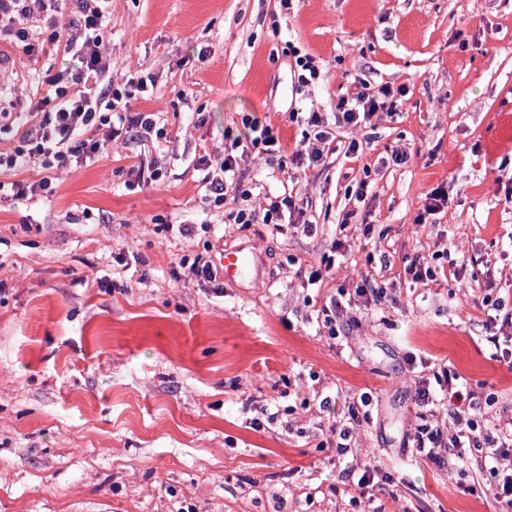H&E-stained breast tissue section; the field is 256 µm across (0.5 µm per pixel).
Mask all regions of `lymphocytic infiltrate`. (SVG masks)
<instances>
[{
  "label": "lymphocytic infiltrate",
  "instance_id": "f902f5d3",
  "mask_svg": "<svg viewBox=\"0 0 512 512\" xmlns=\"http://www.w3.org/2000/svg\"><path fill=\"white\" fill-rule=\"evenodd\" d=\"M51 11L48 0H0V40L20 44L31 56L51 59L63 54L76 62L74 69L46 77L47 93L29 111L30 129L19 146L0 154V167L77 168L94 163L130 133L148 135L156 128L153 113L135 112L130 107L131 100L147 95V78L120 83L112 78L103 46L101 0H72L73 18L65 28L52 30L44 38L33 36L31 22ZM404 93V88L385 84L365 87L353 96L338 98L333 118L309 112L305 121L310 133L291 151L284 148L270 122L254 113L244 115L245 138H234L220 162H213L207 154L201 158L207 202L219 209L228 197H248L241 164L256 152L276 157L282 168L318 167L335 150L332 126L357 128L370 124L376 114L395 113ZM228 218L244 227L270 224L307 236L316 231L304 218L302 198L293 195L231 211ZM485 286L487 292L479 301L485 315L484 341L492 359L512 369V307L497 296L494 279H486ZM391 300L384 283L373 274H363L354 290L338 289L323 308L322 326L329 338H338L356 322L358 313H369ZM494 401V394L479 395L454 368L439 364L431 376L417 382L414 428L408 440L416 459L440 467L464 464L476 455L490 460V484L463 485L459 491L474 495L490 489L495 498L505 499L512 508V423L497 424L488 416L486 409ZM342 473L344 490L352 500H366L371 512H388L390 502L396 499L390 475L376 467L362 470L354 465L344 467Z\"/></svg>",
  "mask_w": 512,
  "mask_h": 512
}]
</instances>
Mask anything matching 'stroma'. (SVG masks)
Returning <instances> with one entry per match:
<instances>
[{
    "instance_id": "stroma-1",
    "label": "stroma",
    "mask_w": 512,
    "mask_h": 512,
    "mask_svg": "<svg viewBox=\"0 0 512 512\" xmlns=\"http://www.w3.org/2000/svg\"><path fill=\"white\" fill-rule=\"evenodd\" d=\"M104 44L114 78L156 79L149 99L164 139L136 134L91 165L53 174L54 195L0 203V512H363L333 495L341 462L315 433L347 416L322 398L371 393L350 460L394 477V512H498L459 493L489 466L438 469L407 445L415 376L405 358L443 360L498 396L512 418V371L491 360L473 280L410 286L404 258L483 260L512 284V0H109ZM324 78L298 88L289 46ZM0 113L42 97L46 59L0 41ZM403 86L397 114L338 132L326 162L246 164L247 201L208 206L196 164L242 133L247 112L285 145L295 112H334L358 80ZM364 141L350 156V139ZM403 165H383L394 144ZM161 179L129 187L139 162ZM385 262L351 239L329 276L304 287L289 256L319 265L360 181ZM448 205L417 223L424 194ZM317 231L227 225V213L284 190ZM246 243L261 279L216 290L190 263ZM374 274L394 301L346 336L320 333L338 288ZM276 424H268L270 414Z\"/></svg>"
}]
</instances>
